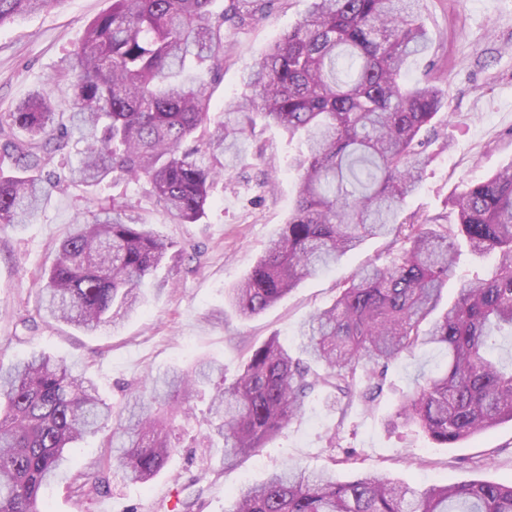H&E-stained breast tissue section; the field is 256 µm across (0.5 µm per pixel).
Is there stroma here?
<instances>
[{"label": "stroma", "mask_w": 512, "mask_h": 512, "mask_svg": "<svg viewBox=\"0 0 512 512\" xmlns=\"http://www.w3.org/2000/svg\"><path fill=\"white\" fill-rule=\"evenodd\" d=\"M112 0H62L60 5L0 27V114L9 112L51 76L82 39L87 25ZM309 0H279L266 18L228 34L224 72L208 78L211 115L221 118L226 99L245 94L244 75L283 30L307 12ZM422 20L430 51L411 61L407 79L432 78L445 92L449 111L428 134L430 162L423 181L404 205L420 216L443 211L449 196L472 181L512 163V0H426ZM294 147L282 128L257 121L235 154L225 156L226 175L212 190L205 217L172 224L154 200L135 186L71 187L53 195L39 223L0 225V352L21 359L35 351L77 363L101 397L121 413L129 391L147 372L190 367L197 359L223 362L233 377L250 346L278 336L292 356L301 354L300 328L330 306L338 289L362 266L384 258L385 242L365 241L329 270L303 280L264 313L240 317L226 292L243 280L273 233L286 223L299 189L288 157ZM125 195L139 223L181 248L148 288L140 311L116 326L86 335L46 321L38 286L59 242L77 216H91L100 203ZM446 353L424 346L390 364L373 403L339 412L324 391L310 394L304 410L256 455L229 466L222 440L205 444L211 390L190 400L177 419V448L150 483L129 481L112 469L99 491L80 493L69 482L52 487L45 512H228L234 491L289 467L330 469L345 481L380 470L412 485H446L481 479H512V422H505L453 448L434 444L410 428H393L402 393L422 374L444 364Z\"/></svg>", "instance_id": "stroma-1"}]
</instances>
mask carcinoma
<instances>
[{
	"mask_svg": "<svg viewBox=\"0 0 512 512\" xmlns=\"http://www.w3.org/2000/svg\"><path fill=\"white\" fill-rule=\"evenodd\" d=\"M61 0H0V26ZM112 0L80 43L30 97L0 116V224H32L53 192L123 180L146 186L174 224H196L254 118L298 142L300 187L288 222L250 274L227 292L244 317L259 315L301 280L369 238L390 260L354 274L336 300L300 329L307 360L271 336L248 351L232 382L211 398L209 425L224 440V463L252 456L283 434L317 389L350 405L382 390L388 365L419 346L447 351L444 370L403 395L395 417L435 444L453 447L512 422V369L490 354L512 337V165L448 199L450 211L409 223L404 203L428 162L421 133L446 107L432 81L410 84L411 59L429 49L424 0H310L245 80L250 94L210 115L205 76L224 71V34L271 13L276 0ZM66 96L68 119L56 111ZM73 148L64 177L46 171ZM126 201L75 219L43 276L40 305L53 321L91 334L140 307L145 281L172 244L137 223ZM465 243L496 264L436 310ZM224 365L201 361L147 376L115 416L105 472L121 468L147 483L174 452V409ZM111 410L94 381L62 359L0 356V512H41L45 490L65 473V451L105 428ZM230 512H512V481L415 488L372 472L341 481L296 467L245 485Z\"/></svg>",
	"mask_w": 512,
	"mask_h": 512,
	"instance_id": "cac0c4a2",
	"label": "carcinoma"
}]
</instances>
